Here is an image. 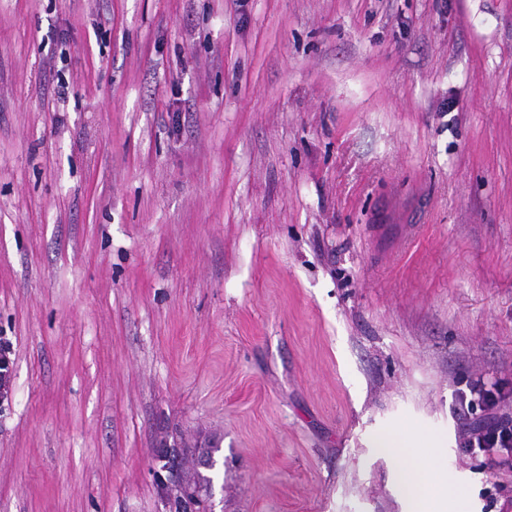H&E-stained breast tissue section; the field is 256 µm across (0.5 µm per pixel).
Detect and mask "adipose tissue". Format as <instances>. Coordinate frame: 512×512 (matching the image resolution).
<instances>
[{"mask_svg":"<svg viewBox=\"0 0 512 512\" xmlns=\"http://www.w3.org/2000/svg\"><path fill=\"white\" fill-rule=\"evenodd\" d=\"M442 441L439 437L421 435L403 428L383 439V450L394 457L397 475L411 493V505L421 512L428 497L465 498L466 489L458 484L437 481L442 466Z\"/></svg>","mask_w":512,"mask_h":512,"instance_id":"obj_1","label":"adipose tissue"}]
</instances>
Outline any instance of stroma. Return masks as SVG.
I'll list each match as a JSON object with an SVG mask.
<instances>
[{"instance_id":"stroma-1","label":"stroma","mask_w":512,"mask_h":512,"mask_svg":"<svg viewBox=\"0 0 512 512\" xmlns=\"http://www.w3.org/2000/svg\"><path fill=\"white\" fill-rule=\"evenodd\" d=\"M0 340V512H512V0H0ZM468 390L472 398L467 399L466 393L459 391L456 408L463 448L475 455L495 457L499 460L492 461L499 465L512 461V415L494 411L496 394L483 380H477ZM476 401L490 412L481 419L471 420L469 416ZM383 451L394 457L397 475L411 493V506L426 510L428 496L461 500L466 496V488L448 482L436 483L435 474L442 466V441L437 436L420 435L410 428H402L389 433L383 439ZM178 452L173 448H157L153 453L154 480L161 492L163 512H215L214 492L184 484L179 471ZM174 486L177 494L171 496L168 488ZM191 499V500H189ZM196 502H200L199 508Z\"/></svg>"}]
</instances>
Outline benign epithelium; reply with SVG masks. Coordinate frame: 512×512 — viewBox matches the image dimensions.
I'll list each match as a JSON object with an SVG mask.
<instances>
[{"instance_id": "1", "label": "benign epithelium", "mask_w": 512, "mask_h": 512, "mask_svg": "<svg viewBox=\"0 0 512 512\" xmlns=\"http://www.w3.org/2000/svg\"><path fill=\"white\" fill-rule=\"evenodd\" d=\"M154 480L161 492L164 512H215L214 492L182 482L178 452L173 448H158L153 453Z\"/></svg>"}]
</instances>
